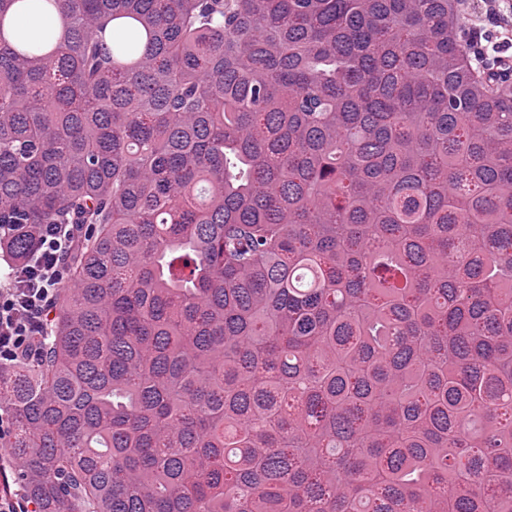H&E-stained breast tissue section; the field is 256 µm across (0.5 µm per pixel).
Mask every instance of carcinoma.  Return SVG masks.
<instances>
[{
    "instance_id": "carcinoma-1",
    "label": "carcinoma",
    "mask_w": 512,
    "mask_h": 512,
    "mask_svg": "<svg viewBox=\"0 0 512 512\" xmlns=\"http://www.w3.org/2000/svg\"><path fill=\"white\" fill-rule=\"evenodd\" d=\"M59 2L48 52L0 0V225H80L0 368L36 512H512V67L457 0Z\"/></svg>"
}]
</instances>
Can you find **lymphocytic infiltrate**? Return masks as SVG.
I'll use <instances>...</instances> for the list:
<instances>
[{
    "label": "lymphocytic infiltrate",
    "mask_w": 512,
    "mask_h": 512,
    "mask_svg": "<svg viewBox=\"0 0 512 512\" xmlns=\"http://www.w3.org/2000/svg\"><path fill=\"white\" fill-rule=\"evenodd\" d=\"M34 235L36 250L24 262L10 263L0 279V367L41 355L35 340L49 331L56 286L67 273L73 225L41 224Z\"/></svg>",
    "instance_id": "1"
}]
</instances>
